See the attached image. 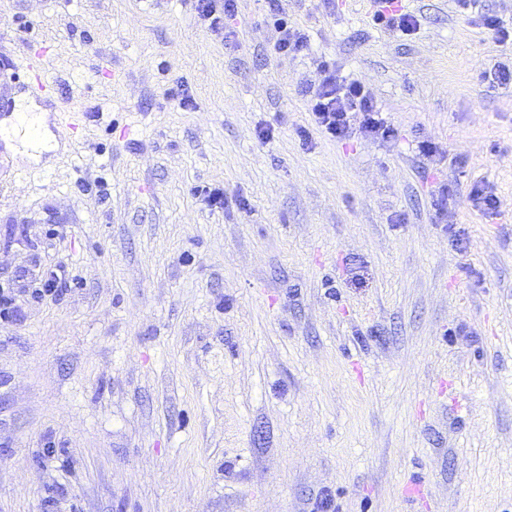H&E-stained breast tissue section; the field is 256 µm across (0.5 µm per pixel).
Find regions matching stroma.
<instances>
[{
    "label": "stroma",
    "mask_w": 512,
    "mask_h": 512,
    "mask_svg": "<svg viewBox=\"0 0 512 512\" xmlns=\"http://www.w3.org/2000/svg\"><path fill=\"white\" fill-rule=\"evenodd\" d=\"M402 4L280 0L289 58L266 0L229 45L195 0H0V95L62 144L0 143V512H512V85L455 0ZM321 57L398 139L312 130ZM267 2L276 33L273 43L275 52L292 57L305 54L310 47L309 36L303 30L288 26V21L280 17L278 0H268ZM373 20L378 24H383L391 29L400 31L405 35L415 32L419 26V19L408 12H405L402 5H398L395 0H374ZM401 8L397 9L396 8ZM15 112L31 113V120L43 130V133H41L40 143L33 145L25 136L20 134V131L12 122L7 123V121H5L0 134L2 135V139L6 146L11 148L16 155L21 156L22 158L39 159L44 153L58 148L54 137L47 130L46 109L38 106L31 100L23 99L17 104Z\"/></svg>",
    "instance_id": "35a3bbf8"
}]
</instances>
